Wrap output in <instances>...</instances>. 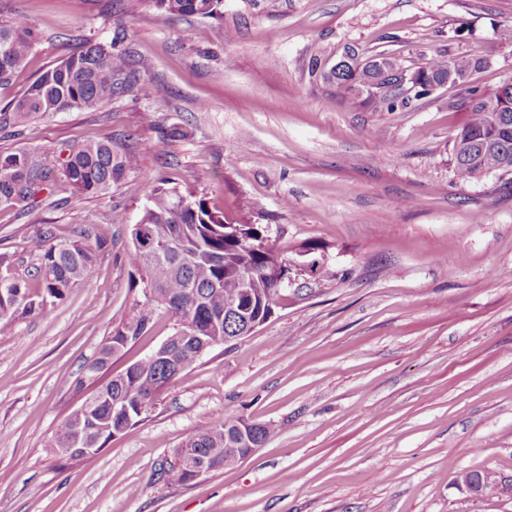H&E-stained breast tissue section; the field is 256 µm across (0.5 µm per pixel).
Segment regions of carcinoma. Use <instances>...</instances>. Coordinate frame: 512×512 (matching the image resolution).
<instances>
[{"label":"carcinoma","mask_w":512,"mask_h":512,"mask_svg":"<svg viewBox=\"0 0 512 512\" xmlns=\"http://www.w3.org/2000/svg\"><path fill=\"white\" fill-rule=\"evenodd\" d=\"M222 0H122V11L134 14L143 8L159 16H199L220 13ZM122 38L108 43H86L42 72L23 95L0 112V124L23 127L37 117L57 112L95 109L112 98L132 91L141 75L150 70L145 58L135 59L119 48ZM34 48V35L27 19L0 23V84L11 80L24 66ZM321 58L311 61V74L341 96L373 112H396L411 102L398 99L393 81L380 82L370 61L357 60L354 67L338 74L319 72ZM489 66L485 55L438 54L411 70L421 86L437 90L461 87L468 94L467 118L452 139L453 175L466 183L489 174L512 175V110H497L499 92L487 94L471 85L475 73ZM63 155L51 163L33 151H0V206H28L35 196L57 179H64L77 195L105 194L126 172L138 166L134 153L119 150L112 140L67 145ZM139 223L147 236L161 246L152 255L130 247L128 264L139 274L145 301L137 313L102 341L96 357L77 381L82 387L96 386L83 402L85 410H74L44 448L55 459L83 460L94 456L86 448L101 449L113 436L141 420L153 406L155 395L181 372L190 368L213 345L227 336H240L246 323L224 316V307L241 304L252 293L257 306L251 320L267 319L269 306L279 297L276 270L279 255L266 244V226L230 222L224 213L210 208L208 201L175 187L153 189ZM41 263L34 278L42 290L36 300L25 282L0 280V320L16 313L45 316L48 305L64 299L73 287L90 282L96 274L97 253L79 238L55 242L50 229L38 235ZM164 307L176 319L178 329L166 344L167 357L140 359L123 371L110 373L112 359L153 326L155 312ZM242 420L224 417L191 430L178 450L192 448L207 458L209 468L231 466L249 453L248 444L267 442L271 428L264 424L243 438ZM77 449V455L65 452ZM165 481L187 484L186 472L173 464L162 469Z\"/></svg>","instance_id":"1"}]
</instances>
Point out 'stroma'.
Returning a JSON list of instances; mask_svg holds the SVG:
<instances>
[{
  "label": "stroma",
  "mask_w": 512,
  "mask_h": 512,
  "mask_svg": "<svg viewBox=\"0 0 512 512\" xmlns=\"http://www.w3.org/2000/svg\"><path fill=\"white\" fill-rule=\"evenodd\" d=\"M221 17L120 11L116 0H0L37 36L0 108L87 42L122 35L150 60L131 93L92 111L0 127V150L54 157L112 138L138 166L104 195L64 181L26 210L0 207V278L31 280L37 233L88 236L97 274L47 316L0 323V512H512V178L468 183L448 142L465 92L367 112L315 80L314 56L412 62L477 53L474 84L512 81V0H223ZM181 128L183 139L167 140ZM173 177L232 221L272 227L291 280L272 316L206 352L141 422L79 462L43 449L91 394L75 383L141 301L131 229ZM127 221L116 224L113 212ZM151 332L113 360L144 358ZM233 415L273 433L248 458L186 485L160 473L196 425ZM491 474L477 495L461 472Z\"/></svg>",
  "instance_id": "obj_1"
}]
</instances>
